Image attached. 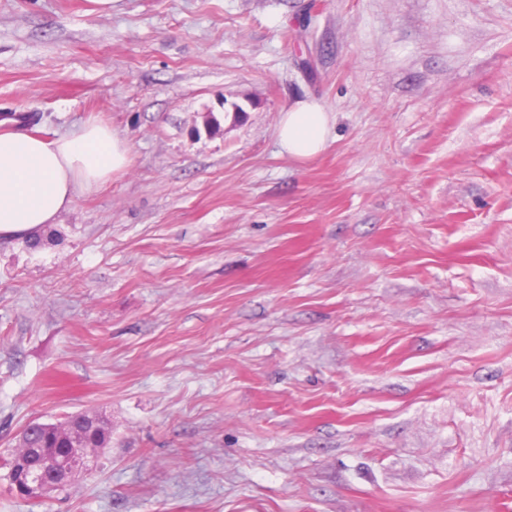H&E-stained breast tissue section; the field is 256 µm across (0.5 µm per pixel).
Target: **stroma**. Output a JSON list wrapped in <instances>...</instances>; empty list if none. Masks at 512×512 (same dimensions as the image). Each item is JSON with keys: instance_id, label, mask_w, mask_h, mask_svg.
I'll return each mask as SVG.
<instances>
[{"instance_id": "stroma-1", "label": "stroma", "mask_w": 512, "mask_h": 512, "mask_svg": "<svg viewBox=\"0 0 512 512\" xmlns=\"http://www.w3.org/2000/svg\"><path fill=\"white\" fill-rule=\"evenodd\" d=\"M32 111L132 162L0 241V457L112 445L0 512H512V0H0ZM329 112L316 101H297L282 112L278 142L282 152L297 160H307L324 151L331 133ZM86 417L85 412L72 414L64 422L51 425L41 434L33 431L25 442H19V446L13 450L6 465L10 467L11 460L18 456L13 460V468L21 473V490L24 499H42L69 484L78 469L89 468L88 463L95 460V453L100 448H72L73 434L78 435V446L85 447L89 444L90 430L84 428ZM79 430L83 431L82 436L79 435ZM31 446L52 450L68 448L62 455L53 452L49 454L47 449L44 452L46 468L53 470L55 480L45 479L42 473L30 469L27 459L23 456L30 452Z\"/></svg>"}]
</instances>
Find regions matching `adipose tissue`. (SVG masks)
Wrapping results in <instances>:
<instances>
[{"instance_id":"1","label":"adipose tissue","mask_w":512,"mask_h":512,"mask_svg":"<svg viewBox=\"0 0 512 512\" xmlns=\"http://www.w3.org/2000/svg\"><path fill=\"white\" fill-rule=\"evenodd\" d=\"M330 123L318 102L294 103L278 125L282 152L297 160L318 156ZM130 163L127 144L96 121L50 141L21 131L0 133V239L41 233L77 193L98 188Z\"/></svg>"}]
</instances>
